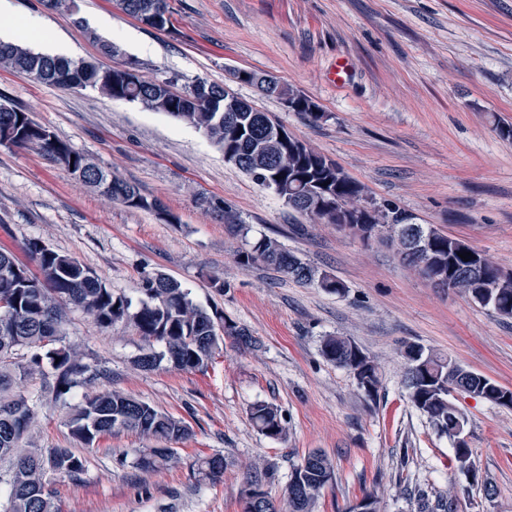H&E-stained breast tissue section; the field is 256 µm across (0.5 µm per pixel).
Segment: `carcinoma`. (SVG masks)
I'll use <instances>...</instances> for the list:
<instances>
[{"mask_svg": "<svg viewBox=\"0 0 512 512\" xmlns=\"http://www.w3.org/2000/svg\"><path fill=\"white\" fill-rule=\"evenodd\" d=\"M157 0H118L121 9L143 24L157 27L152 5ZM100 55L112 59L119 48L102 39L84 23H78ZM0 69L21 77L35 74L39 83L67 91H95L115 101L139 103L154 112H163L200 131L219 151L232 153L234 162L252 180L272 189L295 211L313 208L319 215L336 210L342 203L359 208L364 189L348 177L332 160L306 144L293 139L284 145L272 137L277 123L269 113L242 112L233 124L224 122V85L198 79L195 84L210 87L212 100L187 112L181 92L170 79L143 76V82L128 85L114 65L96 58L51 57L32 48L0 42ZM288 98V110L317 121L321 115L301 106L309 101L303 94L283 89L278 100ZM13 132V145L48 156L69 175L126 208L151 211L165 216L170 224L178 218L156 198L140 188L103 170L87 154L70 144L49 127L37 122L23 106L0 93V128ZM366 225L391 243L406 247V240L424 238L431 249L430 271L419 270L425 278L457 282L474 302L490 308L503 318H512V287L499 290L495 285L503 270L488 255L465 241L443 234L429 224H406L403 212L385 203L383 209L362 210ZM462 252L483 255V266L465 261ZM27 261L0 247V485L7 487V499L0 512H57L55 482L66 478L82 481L85 460L72 448H39L35 426L43 397L64 400L77 387H90L107 371L93 369L83 362L77 349L64 344L67 312L81 311L101 328L118 322L134 325L144 341L136 365L153 371L161 363L176 371L204 370L221 349L224 337L233 336L246 348L260 347L249 331L218 311L194 303L188 289L160 271L142 274L138 302L116 294L91 270L73 257L59 253L38 240L26 245ZM261 261L285 277L328 293L342 294L346 286L335 277L303 261L275 240L261 237L239 254V264L247 267ZM324 358L345 369L357 388L370 398L381 388L378 364L356 343L342 336L323 340ZM404 385L412 406L439 434L450 435L457 405L452 393L473 394L492 404L512 407L509 390L488 377L465 369L452 359L425 352L416 344L403 346ZM38 376L36 392L24 390V383ZM250 421L259 433L272 440L286 437V420L278 407L263 401L249 408ZM70 437L85 446L116 431H132L154 440L188 439L192 430L182 419L164 413L141 399L119 390L85 392L65 421ZM173 448H144L137 451L136 467L155 471L169 464ZM306 466L293 467L281 500L271 497L266 486L273 478L270 465L256 462L248 471L240 498L263 499L259 512H313L321 491L335 481V465L320 450L308 453ZM228 462L222 455L198 459L200 479L215 483L224 477ZM421 512H455V496L436 503L420 495Z\"/></svg>", "mask_w": 512, "mask_h": 512, "instance_id": "obj_1", "label": "carcinoma"}]
</instances>
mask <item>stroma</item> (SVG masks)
I'll return each mask as SVG.
<instances>
[{
    "mask_svg": "<svg viewBox=\"0 0 512 512\" xmlns=\"http://www.w3.org/2000/svg\"><path fill=\"white\" fill-rule=\"evenodd\" d=\"M10 2L0 24L38 20L74 59L96 53L79 16L145 73L180 88L199 78L231 83L237 69L277 76L314 101L322 119L308 121L244 83L233 90L335 161L367 199L396 205L412 223L458 237L512 273V137L502 134L512 128V0H170V32L132 19L116 0H77L75 16L44 0ZM342 59L351 74L338 83L332 69ZM0 92L178 218L169 224L109 202L46 156L0 146V247L19 254L41 241L132 298L142 272L166 273L262 343L253 351L228 337L206 371L146 372L135 365L144 343L133 325L103 329L71 312L66 344L109 372L95 390H120L184 418L193 435L176 443V462L146 473L134 454L154 440L124 431L74 445L65 419L75 398L44 401L38 446L71 447L86 461L81 484L57 480L59 512H242L248 464L274 467L278 498L292 465L312 450L325 451L336 472L315 512H345L367 490L380 512H417L418 488L433 499L456 489L458 512H512V409L457 396L480 476L471 482L456 470L448 438L412 407L400 355L402 343H415L512 389V318L433 287L386 245L298 214L166 114L3 70ZM209 199L223 201L247 236L208 210ZM264 236L343 282L345 294L260 262L241 266L239 252ZM213 274L228 289L211 288ZM328 336L349 338L376 360L377 398L323 357ZM257 401L281 409L286 439L253 427L248 409ZM214 454L229 463L223 479L200 480L198 458ZM485 479L495 496H485Z\"/></svg>",
    "mask_w": 512,
    "mask_h": 512,
    "instance_id": "stroma-1",
    "label": "stroma"
}]
</instances>
